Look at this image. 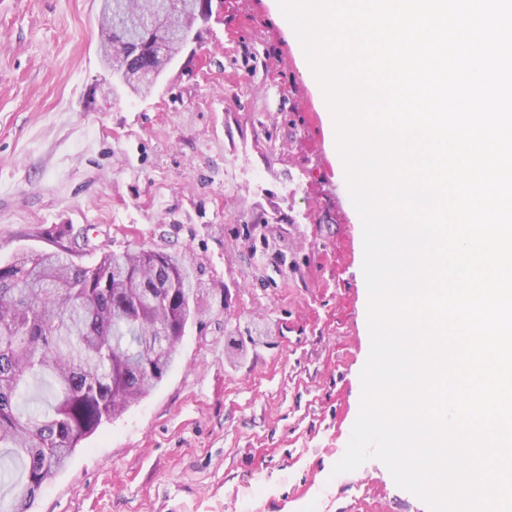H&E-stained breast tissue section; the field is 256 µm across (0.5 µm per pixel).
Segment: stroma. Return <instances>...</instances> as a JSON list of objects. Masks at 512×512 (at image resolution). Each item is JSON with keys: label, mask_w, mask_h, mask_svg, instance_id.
<instances>
[{"label": "stroma", "mask_w": 512, "mask_h": 512, "mask_svg": "<svg viewBox=\"0 0 512 512\" xmlns=\"http://www.w3.org/2000/svg\"><path fill=\"white\" fill-rule=\"evenodd\" d=\"M98 33V0H0V262L67 227L175 252L203 315L31 512H429L380 461L333 472L370 348L362 226L278 0H224L146 98L104 93Z\"/></svg>", "instance_id": "obj_1"}]
</instances>
